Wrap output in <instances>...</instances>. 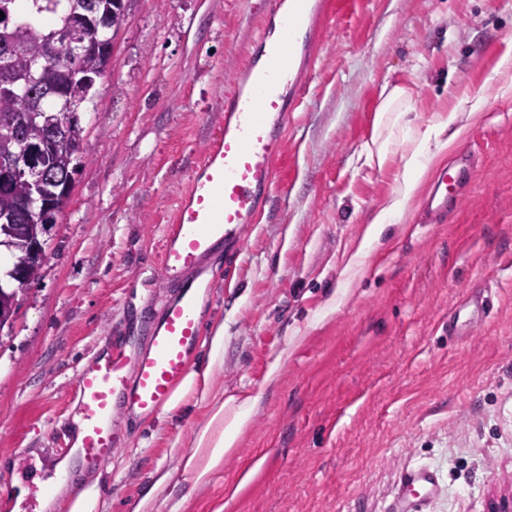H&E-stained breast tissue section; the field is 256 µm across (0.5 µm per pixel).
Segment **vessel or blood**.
Returning a JSON list of instances; mask_svg holds the SVG:
<instances>
[{
    "label": "vessel or blood",
    "instance_id": "vessel-or-blood-1",
    "mask_svg": "<svg viewBox=\"0 0 512 512\" xmlns=\"http://www.w3.org/2000/svg\"><path fill=\"white\" fill-rule=\"evenodd\" d=\"M329 23L328 0H264L262 25L252 52L224 93V124L207 144L164 233L159 276L179 282L158 320L146 331L126 329L103 361L76 378L84 436L76 456L97 467L109 462L121 439L119 414L155 412L174 384L189 372L188 362L202 333L197 315L201 284L193 278L216 248L233 256L276 189V165L284 134L317 61L316 47ZM474 176L467 155L441 169L423 202L433 218L462 202ZM403 494L388 512H418L406 490L433 493L436 474L422 468L404 473Z\"/></svg>",
    "mask_w": 512,
    "mask_h": 512
}]
</instances>
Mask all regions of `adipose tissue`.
<instances>
[{
    "instance_id": "obj_1",
    "label": "adipose tissue",
    "mask_w": 512,
    "mask_h": 512,
    "mask_svg": "<svg viewBox=\"0 0 512 512\" xmlns=\"http://www.w3.org/2000/svg\"><path fill=\"white\" fill-rule=\"evenodd\" d=\"M411 100V89L396 84L383 89L376 110L378 135L367 148V158L380 168L401 162L404 176L395 193L377 211L368 226L366 237L370 240L379 239L384 224L389 222L391 216L403 213L426 178L432 162L448 147L445 133L459 135L463 120L474 116L483 104L482 99L460 96L449 111L437 117L432 126L425 131L415 132L408 120ZM212 377L213 369L209 366L190 371L160 411L161 417L165 418L183 413L189 401L207 404L208 418L194 435L192 451L182 459L184 470L192 473L198 484L207 482L211 472L238 448L241 437L250 427L252 413L261 400L257 393L212 400Z\"/></svg>"
}]
</instances>
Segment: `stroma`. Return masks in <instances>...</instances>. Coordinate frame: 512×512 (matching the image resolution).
I'll use <instances>...</instances> for the list:
<instances>
[{"label": "stroma", "instance_id": "35a3bbf8", "mask_svg": "<svg viewBox=\"0 0 512 512\" xmlns=\"http://www.w3.org/2000/svg\"><path fill=\"white\" fill-rule=\"evenodd\" d=\"M331 2L278 189L233 274L220 249L198 272L202 334L223 327L224 349L199 346L190 367L213 365V397L261 394L250 429L198 485L180 459L205 409L119 416L120 449L85 474L98 512H128L159 472L149 512H386L420 467L439 483L421 512H491L512 494V81L498 69L512 0ZM126 7L70 202L0 331V512H22L13 482L59 481L77 374L172 294L155 271L165 226L261 25L247 0ZM388 83L412 89L422 127L461 93L485 104L437 161L470 154L463 202L430 222L415 196L373 243L403 175L364 152Z\"/></svg>", "mask_w": 512, "mask_h": 512}]
</instances>
